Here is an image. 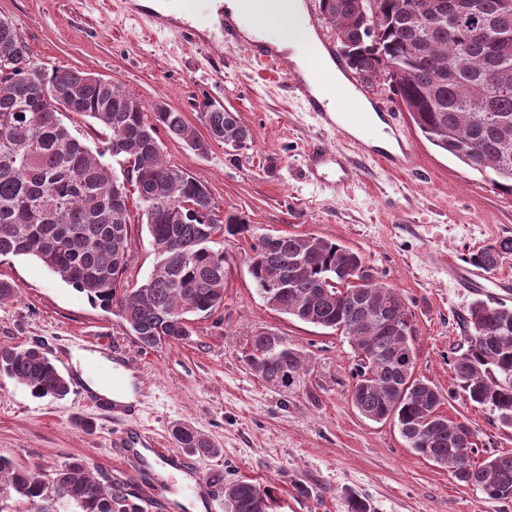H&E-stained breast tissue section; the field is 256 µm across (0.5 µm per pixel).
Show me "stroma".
<instances>
[{"instance_id":"obj_1","label":"stroma","mask_w":512,"mask_h":512,"mask_svg":"<svg viewBox=\"0 0 512 512\" xmlns=\"http://www.w3.org/2000/svg\"><path fill=\"white\" fill-rule=\"evenodd\" d=\"M0 18L19 29L32 57L46 67L75 68L130 91L147 107L161 104L197 123L196 99L210 97L238 113L248 145L211 143L199 155L161 136L164 159L203 183L222 214H237L252 234L226 238L230 258L224 305L191 315L189 339L143 347L119 317L104 312L31 256L0 259V279L17 295L0 305V344H40L61 373L73 371L81 347L122 355L143 379V420L164 440L188 423L217 448L194 454L198 480L217 485L247 479L270 489L273 512H347L348 494L371 512H512L486 499L447 469L408 447L393 421L363 418L352 406L354 350L340 332L303 323L269 307L249 272L257 234H315L364 256L409 310L415 374L444 395L442 413L465 422L480 455L512 454V428L470 402L450 363L466 331L461 317L494 284L465 288L448 275L449 260L467 263L493 240L512 236V193L492 186L427 141L388 82L367 86L376 110L399 116L410 154L405 172L373 161L356 164L352 183L332 196L306 175L315 140L345 148L278 81L260 78L244 47L214 40L194 46L179 34L148 33V19L100 0H0ZM124 279L143 282L155 263L145 225L133 224ZM273 332L303 350L308 370L296 387L263 382L245 355L253 335ZM111 413L87 406L76 392L38 399L0 376V457L53 471L72 460L124 482L135 497L151 484L112 446Z\"/></svg>"}]
</instances>
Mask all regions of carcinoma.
Returning a JSON list of instances; mask_svg holds the SVG:
<instances>
[{"label":"carcinoma","mask_w":512,"mask_h":512,"mask_svg":"<svg viewBox=\"0 0 512 512\" xmlns=\"http://www.w3.org/2000/svg\"><path fill=\"white\" fill-rule=\"evenodd\" d=\"M438 0H321L336 27L349 67L368 82L381 77L398 93L423 136L467 167L512 192V28L497 30L476 16L461 21ZM72 96L69 111L110 132L96 152L64 125L43 91ZM209 139L183 113L146 107L110 81L78 69H51L30 54L14 24L0 18V258L33 256L61 280L117 314L139 342L152 348L191 335L186 314L213 313L224 304L228 256L216 237L252 232L240 216L220 217L206 186L163 160L158 131L198 154L209 141L245 147L250 129L208 97L195 102ZM127 164L125 180L111 177L105 155ZM137 220L146 225L157 260L137 287H123L131 246L129 188ZM250 274L273 309L304 323L344 334L358 354L351 403L372 421L397 422L408 446L478 488L493 501L512 500V455L477 464L464 422L439 412L443 394L404 374L397 357L414 352L408 310L392 287L366 288L341 275L367 263L357 251L316 235L255 237ZM512 256V237L498 238L469 257L490 272ZM467 334L452 368L468 399L512 428V306L477 300L464 317ZM248 367L268 384L289 389L307 371L303 352L272 332L251 337ZM0 375L27 386L37 398L59 400L69 381L43 349L0 345ZM411 382L405 396L397 386ZM179 447L219 449L188 424L173 427ZM27 504L26 512H56L54 498L77 512H144L125 484L93 474L73 461L44 475L0 457V489ZM271 495L253 482L224 484V512H269Z\"/></svg>","instance_id":"obj_1"}]
</instances>
